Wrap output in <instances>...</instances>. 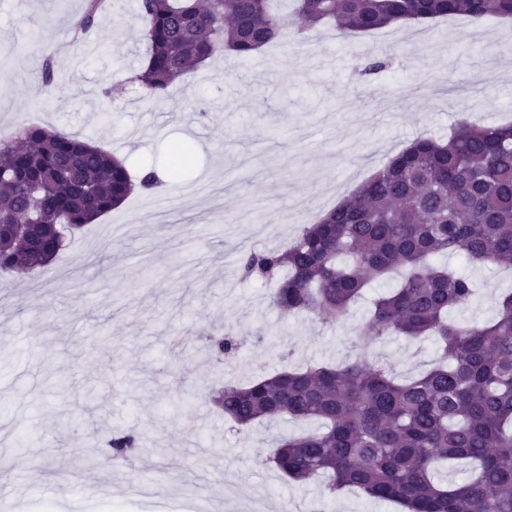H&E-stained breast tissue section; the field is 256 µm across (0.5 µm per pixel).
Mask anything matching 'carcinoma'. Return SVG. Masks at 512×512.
I'll return each instance as SVG.
<instances>
[{"label":"carcinoma","instance_id":"1","mask_svg":"<svg viewBox=\"0 0 512 512\" xmlns=\"http://www.w3.org/2000/svg\"><path fill=\"white\" fill-rule=\"evenodd\" d=\"M270 0H137L146 27V59L131 77L153 96L206 60L250 57L277 39L283 22ZM297 33L321 24L365 34L400 21L464 15L512 20V0H296ZM98 0H86L76 33L97 29ZM152 171L134 182L125 163L78 136L25 125L19 142H0V274L23 278L31 263L19 225H39L46 262L64 232L97 220L136 187L153 188ZM512 263V125L463 124L438 141L420 137L284 251L251 252L244 276L277 283L285 314L340 318L372 281L396 270L401 284L378 298L363 337H436L442 353L402 381L366 359L338 366L285 367L249 385L226 386L215 402L240 428L260 421L317 420V430L272 442L267 460L290 480L325 477L334 496L346 487L403 512H512V293L496 318L467 326L450 319L474 295V283L439 264ZM232 357L237 341L211 340ZM118 456L139 447L135 432L110 440ZM471 470L464 484L437 478L443 465Z\"/></svg>","mask_w":512,"mask_h":512}]
</instances>
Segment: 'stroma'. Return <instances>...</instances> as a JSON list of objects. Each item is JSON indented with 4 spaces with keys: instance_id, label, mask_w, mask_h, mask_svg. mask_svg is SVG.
Masks as SVG:
<instances>
[{
    "instance_id": "obj_1",
    "label": "stroma",
    "mask_w": 512,
    "mask_h": 512,
    "mask_svg": "<svg viewBox=\"0 0 512 512\" xmlns=\"http://www.w3.org/2000/svg\"><path fill=\"white\" fill-rule=\"evenodd\" d=\"M85 0H0V139L23 123L76 134L160 184L135 192L69 235L57 259L24 279L0 277V497L60 512H396L347 490L323 496V480L297 483L266 462L283 419L237 432L206 402L209 391L294 364L340 365L367 355L399 377L439 353L435 339L401 336L360 347L351 336L368 302L348 317L285 315L272 287L244 277L252 252L286 249L413 139H447L460 122L512 121V25L463 16L330 36L317 27L297 43L286 0L279 40L248 59L206 61L162 97L132 76L145 56L136 0H111L98 30L75 39ZM386 68L367 74V60ZM52 60L56 85L45 92ZM193 163L169 168V150ZM312 210L295 217L299 201ZM449 270L478 291L458 322L495 318L512 271L461 257ZM240 343L233 360L203 349L209 335ZM95 388L94 405L85 392ZM121 430L143 444L129 458L108 445ZM96 455L95 468H78Z\"/></svg>"
}]
</instances>
